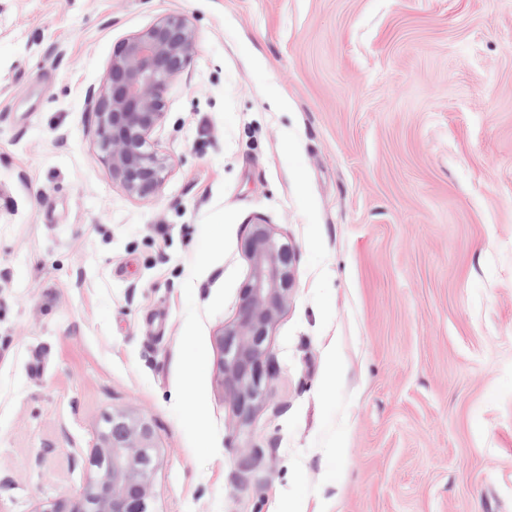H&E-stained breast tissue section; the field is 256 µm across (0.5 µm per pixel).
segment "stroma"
I'll return each instance as SVG.
<instances>
[{
    "label": "stroma",
    "mask_w": 512,
    "mask_h": 512,
    "mask_svg": "<svg viewBox=\"0 0 512 512\" xmlns=\"http://www.w3.org/2000/svg\"><path fill=\"white\" fill-rule=\"evenodd\" d=\"M170 14L196 50L136 198L87 91ZM257 223L296 262L243 424L217 336ZM115 410L156 512H512V0H0V512L93 484Z\"/></svg>",
    "instance_id": "35a3bbf8"
}]
</instances>
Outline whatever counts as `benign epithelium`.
<instances>
[{"label": "benign epithelium", "mask_w": 512, "mask_h": 512, "mask_svg": "<svg viewBox=\"0 0 512 512\" xmlns=\"http://www.w3.org/2000/svg\"><path fill=\"white\" fill-rule=\"evenodd\" d=\"M195 48L193 27L180 15H168L125 39L113 53L105 86L88 92L112 181L132 197L155 193L165 179L169 160L150 148L149 137L163 119L168 84L182 73ZM246 251L250 279L237 318L218 337L224 388L242 423L251 419L263 394L267 339L293 288L296 260L294 248L276 242L266 224L252 225ZM99 451L108 462L99 467L95 483L50 512H87L90 499L96 502L95 512H148L158 461L148 469L140 461L155 453L152 426L115 410L106 418Z\"/></svg>", "instance_id": "1"}]
</instances>
